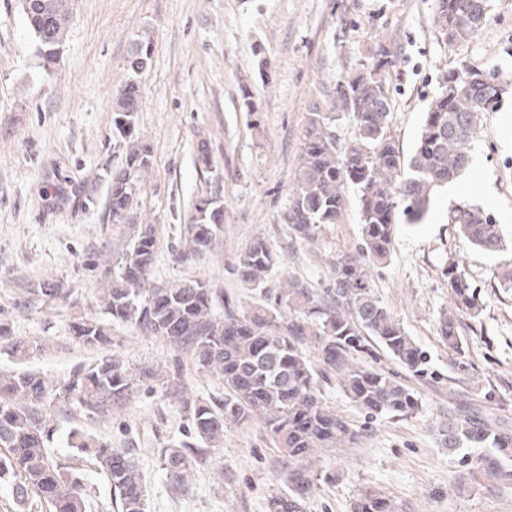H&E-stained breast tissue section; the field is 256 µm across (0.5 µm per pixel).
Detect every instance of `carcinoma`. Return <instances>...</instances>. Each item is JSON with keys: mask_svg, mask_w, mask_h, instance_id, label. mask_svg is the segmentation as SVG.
<instances>
[{"mask_svg": "<svg viewBox=\"0 0 512 512\" xmlns=\"http://www.w3.org/2000/svg\"><path fill=\"white\" fill-rule=\"evenodd\" d=\"M490 0H436L434 23L440 38L453 46L473 39L483 28ZM26 26L43 64L57 58L67 36L72 0H22ZM152 43L132 44L131 73L112 105V147L122 149V166L112 168L105 213L113 224L130 225V237L104 275L96 303L110 321L126 324L143 336L158 337L187 354L197 369L224 385L221 399L188 398L181 376L157 368L136 369L117 353L89 365H78L54 381L41 372H0V483L8 484L14 504L28 508L39 497L49 512H87L86 478L80 468L61 463L52 444L93 458L104 471L122 512H149L143 479L133 449L89 432L69 416L53 418L45 407L53 401L75 406L92 418L107 420L159 383L179 400L188 421L182 438L159 449L167 475L182 487L194 464H207L210 449L224 441V427L258 419L274 446L292 463L290 493L268 502L269 512H302L306 494L318 481L310 456L318 448H354L366 430L330 409L321 393V373L337 376L351 404L368 418L408 417L422 409L416 392L354 355L379 345L395 362L421 378L433 371L425 351L407 334L376 294L372 271L390 263L393 231L398 221L420 224L429 210L432 191L456 180L471 164L474 139L483 116L496 108L504 82L490 70L464 67L443 71L438 92L426 111L410 157L400 153L388 135L392 112L390 70L397 55L380 44L363 57L359 68L336 85V96L323 110L313 105L307 117L301 152L292 178L288 208L282 215L294 239L312 242L329 224L341 221L345 188L357 191L361 242L353 253L330 261L332 287L321 296L299 279L271 289L275 266L270 244L256 237L236 260L234 273L251 289L255 301L243 311L224 303L200 279L163 285L151 282L156 261V228L135 223L140 175L152 166L150 147L132 140L140 112L134 77L148 66ZM354 124L351 140L337 138L343 117ZM462 240L488 253L502 249L501 225L495 215L469 202L448 214ZM224 233V205L216 196L202 197L184 225V248L178 256L204 257ZM456 308L476 317L482 301L464 270L448 267ZM62 281L29 285L14 302L25 312L36 306L57 307L69 300ZM440 331L448 346L463 353L454 316L443 312ZM74 341L88 348L112 345L109 327L93 314L73 319ZM317 351L321 367L305 353ZM42 342L15 339L0 319V356L23 363L42 352ZM438 445L457 452L491 448L497 460L512 461V436L492 430L468 416H452L437 426ZM354 512H396L384 496L365 495Z\"/></svg>", "mask_w": 512, "mask_h": 512, "instance_id": "1", "label": "carcinoma"}]
</instances>
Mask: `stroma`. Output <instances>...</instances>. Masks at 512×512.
Masks as SVG:
<instances>
[{"instance_id": "stroma-1", "label": "stroma", "mask_w": 512, "mask_h": 512, "mask_svg": "<svg viewBox=\"0 0 512 512\" xmlns=\"http://www.w3.org/2000/svg\"><path fill=\"white\" fill-rule=\"evenodd\" d=\"M434 14L435 0H73L67 38L55 63L44 67L21 0H0V310L9 311L13 336L45 340L29 368L61 377L97 356L73 342L70 324L74 313L100 314L94 298L100 266L128 238L126 225L105 216L106 168L122 160L112 149V102L128 77L134 40L153 43L137 78L135 127L153 154L138 194L142 220L158 229L152 280L199 278L242 307L252 295L233 269L253 237H264L276 255L272 288L297 278L324 291L331 285L328 260L357 247L355 191L347 193L342 223L326 226L312 243L292 239L281 215L310 109L333 97L367 50L381 43L398 56L388 133L407 156L438 74L492 67L507 85L497 110L484 116L470 170L455 194L434 191L422 223L395 225L391 261L373 276L378 296L427 353L435 376L416 377L377 347L360 360L417 392L422 409L372 421L335 380L325 381L327 405L368 436L357 448L316 451L312 469L336 479L312 491L305 512H352L367 493L392 499L398 512H512V480L495 468L469 472L459 454L437 445L435 433L439 418L467 406L494 430L512 434V289L499 278L501 263L512 259V0H490L482 30L452 48L441 40ZM247 98L253 109L244 107ZM203 143L212 156L207 169L195 164ZM88 193L95 205L80 207ZM211 195L224 202V236L206 259L180 260L179 232L195 201ZM463 200L495 214L505 252L493 256L464 245L448 222L453 202ZM453 264L479 292L478 317L454 307ZM56 279L73 288L75 309L12 311L20 284ZM446 310L458 322L463 353L440 334ZM111 349L138 367L180 369L192 396L223 391L188 356L132 327L113 324ZM81 424L116 448L147 440L138 463L150 512H267L271 497L288 492V461L257 421L225 428L223 446L175 489L158 451L179 438L186 422L158 385L112 419ZM55 454L83 470L88 512H121L91 460L68 448Z\"/></svg>"}]
</instances>
